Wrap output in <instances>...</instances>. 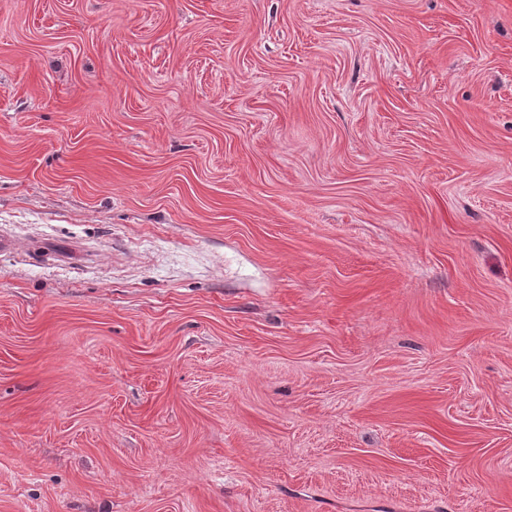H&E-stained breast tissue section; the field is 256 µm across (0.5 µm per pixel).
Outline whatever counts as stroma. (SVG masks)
Wrapping results in <instances>:
<instances>
[{"mask_svg":"<svg viewBox=\"0 0 512 512\" xmlns=\"http://www.w3.org/2000/svg\"><path fill=\"white\" fill-rule=\"evenodd\" d=\"M0 512H512V0H0Z\"/></svg>","mask_w":512,"mask_h":512,"instance_id":"stroma-1","label":"stroma"}]
</instances>
